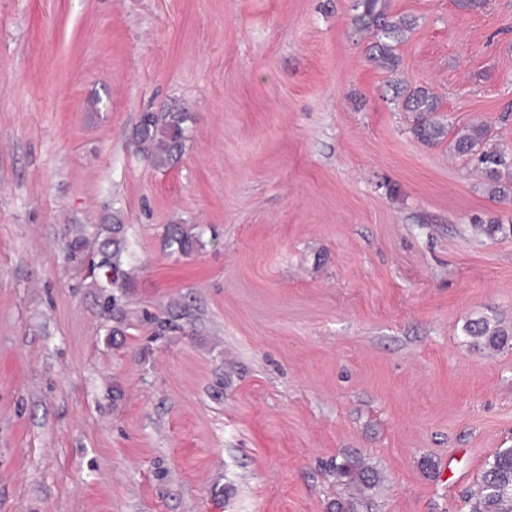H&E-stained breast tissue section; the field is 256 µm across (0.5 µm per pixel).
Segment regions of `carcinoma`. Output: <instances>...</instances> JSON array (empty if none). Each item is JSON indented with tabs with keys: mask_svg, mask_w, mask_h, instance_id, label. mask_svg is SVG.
I'll return each instance as SVG.
<instances>
[{
	"mask_svg": "<svg viewBox=\"0 0 512 512\" xmlns=\"http://www.w3.org/2000/svg\"><path fill=\"white\" fill-rule=\"evenodd\" d=\"M378 0H360L362 14L354 19L361 30L376 29L382 40L374 45L371 59L381 67L392 70L396 66V54L389 41H398L403 31L411 26L405 18L396 21L383 20L384 12L377 8ZM403 108L415 114L413 133L428 144H439L447 135V128L439 116L437 97L423 86L405 87L402 90ZM187 113L178 108L157 115L146 112L135 131L138 150L157 168L172 166L178 162L185 141L184 124ZM451 150L476 161L481 170L488 195L493 199L506 200L512 197V182L503 179L501 170L509 167L508 153L491 142L490 129L485 124H473L453 139ZM122 224H105L98 247L99 260L93 269L99 274L112 276V285L126 287L131 273L124 269ZM167 246L188 255L197 251L200 236L187 224L165 226ZM464 335L488 348H499L512 340V330L488 317H479L466 322ZM336 477L358 492L373 487L378 474L356 457L345 456L336 463ZM470 512H512V448L498 450L485 464L477 489L470 493Z\"/></svg>",
	"mask_w": 512,
	"mask_h": 512,
	"instance_id": "carcinoma-1",
	"label": "carcinoma"
}]
</instances>
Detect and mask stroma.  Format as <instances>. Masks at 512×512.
Here are the masks:
<instances>
[{
    "label": "stroma",
    "instance_id": "stroma-1",
    "mask_svg": "<svg viewBox=\"0 0 512 512\" xmlns=\"http://www.w3.org/2000/svg\"><path fill=\"white\" fill-rule=\"evenodd\" d=\"M380 4L392 72L358 0H0V512H331L345 456L368 512H468L512 448V341L462 332L512 328V235L473 227L512 201L397 81L512 154V0ZM172 106L156 168L133 132ZM117 222L111 310L83 260ZM378 2V0H360L363 12L354 19V23L361 30L375 28L379 31L381 38L398 43L399 37L411 26V22L405 18H400L398 21H385L384 12L377 9ZM401 93L403 108L415 114L412 128L415 136L428 144L441 143L448 131L438 114L440 106L437 97L423 86H406ZM186 112L171 108L160 116L152 112L142 115L135 131L138 150L157 168L178 162L185 141ZM194 227L188 224H167L165 226V241L167 246L184 255L197 251L200 245V236L194 232ZM464 335L471 337L478 345L499 348L512 340V330L504 328L499 322L487 317L470 319L463 327ZM336 477L344 484L353 487L359 494L378 482V474L367 466L361 458L345 456L336 460Z\"/></svg>",
    "mask_w": 512,
    "mask_h": 512
}]
</instances>
